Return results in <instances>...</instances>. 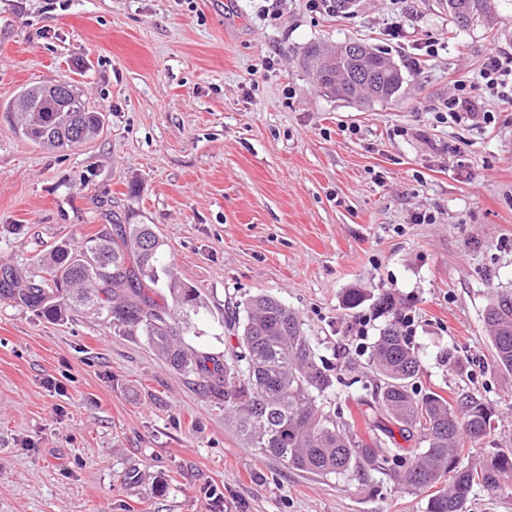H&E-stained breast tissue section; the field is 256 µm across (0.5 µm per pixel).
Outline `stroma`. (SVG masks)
I'll list each match as a JSON object with an SVG mask.
<instances>
[{
	"label": "stroma",
	"mask_w": 512,
	"mask_h": 512,
	"mask_svg": "<svg viewBox=\"0 0 512 512\" xmlns=\"http://www.w3.org/2000/svg\"><path fill=\"white\" fill-rule=\"evenodd\" d=\"M0 0V269L19 285L61 241L153 225L164 260L203 301L187 347L223 356L228 312L266 293L297 312L327 368L359 369L331 405L361 419L366 365L387 317H413L417 386L479 392L490 435L463 465L512 448V373L493 370L483 312L512 292V102L486 94L489 50L512 27L456 29L438 0ZM401 18L404 37L388 34ZM447 49L406 60L416 43ZM363 38L404 66L399 99L360 106L317 92L299 61L313 41ZM276 55L273 69L264 56ZM72 78L105 114L94 140L32 144L4 106ZM475 113L439 114L457 82ZM430 214L431 223L415 218ZM367 299L341 307L346 289ZM397 472L304 473L244 447L224 403L145 337L82 314L54 322L0 296V512H426Z\"/></svg>",
	"instance_id": "35a3bbf8"
}]
</instances>
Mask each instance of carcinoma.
<instances>
[{
	"label": "carcinoma",
	"instance_id": "obj_1",
	"mask_svg": "<svg viewBox=\"0 0 512 512\" xmlns=\"http://www.w3.org/2000/svg\"><path fill=\"white\" fill-rule=\"evenodd\" d=\"M448 16L461 27L493 19L494 0H444ZM312 85L347 103L371 105L398 97L406 83L401 68L385 53L357 38L342 43L311 42L300 53ZM44 86H27L8 102L18 132L40 147H74L104 127L105 115L79 94L65 107L43 111ZM163 241L149 224H121L115 234L90 237L80 246L56 245L39 260L35 280L19 299L49 320L87 312L114 326L136 331L186 377L206 383L224 399V413L249 448L318 475L350 472L362 477L391 461L416 490H433L427 512H464L466 494L476 486L499 487L512 478V451H502L480 468L460 465V452L486 437L493 408L477 393L450 402L415 387L421 362L400 326L401 312L390 293L379 309L391 320L375 341L370 367L378 377L372 398L382 420L365 440L354 425L336 421L324 402L342 379L319 364L316 348L297 314L277 299L255 295L237 304L238 351L233 362L188 349L182 334L200 307L197 289L182 283L163 262ZM166 288L172 306L160 305L145 288ZM483 320L490 332L493 366L512 372V295L488 303ZM424 448L409 456L388 424Z\"/></svg>",
	"mask_w": 512,
	"mask_h": 512
}]
</instances>
